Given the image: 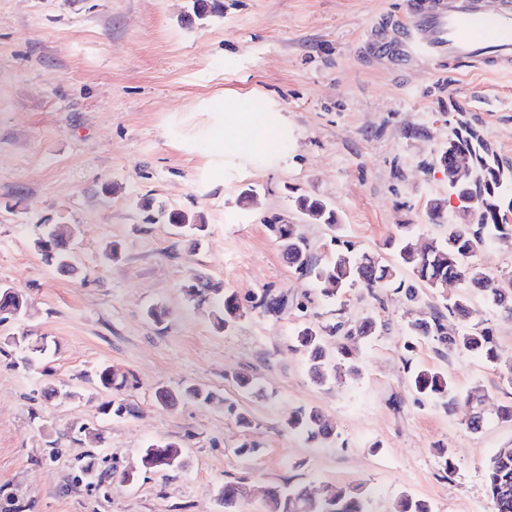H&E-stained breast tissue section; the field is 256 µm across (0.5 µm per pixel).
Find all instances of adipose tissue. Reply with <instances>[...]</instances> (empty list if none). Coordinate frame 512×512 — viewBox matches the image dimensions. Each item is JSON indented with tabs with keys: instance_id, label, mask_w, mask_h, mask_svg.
Here are the masks:
<instances>
[{
	"instance_id": "obj_1",
	"label": "adipose tissue",
	"mask_w": 512,
	"mask_h": 512,
	"mask_svg": "<svg viewBox=\"0 0 512 512\" xmlns=\"http://www.w3.org/2000/svg\"><path fill=\"white\" fill-rule=\"evenodd\" d=\"M238 105L252 111L253 116L246 122L229 114L224 116L225 153L240 159H247L258 153H273L278 142L277 134L283 129L282 117L255 111L254 101L250 98L240 99Z\"/></svg>"
}]
</instances>
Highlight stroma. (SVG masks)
Returning <instances> with one entry per match:
<instances>
[{
    "label": "stroma",
    "mask_w": 512,
    "mask_h": 512,
    "mask_svg": "<svg viewBox=\"0 0 512 512\" xmlns=\"http://www.w3.org/2000/svg\"><path fill=\"white\" fill-rule=\"evenodd\" d=\"M223 2L198 21L189 0H0V286L30 301L28 316L0 323V512H224L218 492L240 479L251 487L241 512H266L264 489L285 482L362 485L368 512H392L403 494L432 512H493L484 468L512 447V423L493 417L512 401V319L487 322L497 365L441 357L409 342L407 324L463 284L421 289L416 303L391 287L329 299L289 267L265 224L297 225L316 259L352 249L392 262L401 224L417 242L441 238L428 205L441 201L450 219L459 210L438 163L458 115L512 170V71L402 67L374 51L373 30L403 0ZM239 97L287 122L275 155L225 158L216 106L234 110ZM300 195L331 203L337 228L302 219ZM146 199L202 217L204 236L144 223ZM44 223L70 229L77 274L56 272L35 248ZM113 242L121 254L109 262ZM192 275L235 292L243 316L216 329L208 306L182 291ZM268 289L288 296L280 315L253 307ZM151 306L160 321L147 318ZM307 314L382 322L358 347L360 378L311 379L293 341ZM23 332L48 339L38 365L25 366L12 342ZM109 365L132 375L121 415L106 412L112 395L93 379ZM419 367L479 390L492 414L481 432L461 409L413 392ZM240 374L253 390L238 387ZM187 385L223 401L158 402L159 389ZM51 386L76 397H46ZM300 407L329 421L332 440L285 430ZM240 410L250 426H239ZM81 426L91 436L77 437ZM156 442L177 443L185 467L121 483ZM244 442L257 454L238 455ZM89 463L111 480L86 475Z\"/></svg>",
    "instance_id": "1"
}]
</instances>
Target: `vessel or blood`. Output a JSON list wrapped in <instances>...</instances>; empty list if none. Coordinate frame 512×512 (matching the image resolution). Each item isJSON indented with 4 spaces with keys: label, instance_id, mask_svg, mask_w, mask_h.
I'll use <instances>...</instances> for the list:
<instances>
[{
    "label": "vessel or blood",
    "instance_id": "obj_1",
    "mask_svg": "<svg viewBox=\"0 0 512 512\" xmlns=\"http://www.w3.org/2000/svg\"><path fill=\"white\" fill-rule=\"evenodd\" d=\"M397 23L402 58L512 68V0H499L492 10L479 0H405Z\"/></svg>",
    "mask_w": 512,
    "mask_h": 512
}]
</instances>
